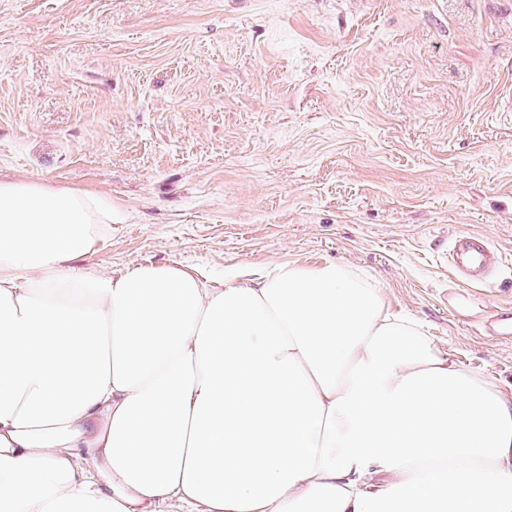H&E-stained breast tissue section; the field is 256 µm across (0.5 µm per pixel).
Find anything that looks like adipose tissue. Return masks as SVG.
I'll list each match as a JSON object with an SVG mask.
<instances>
[{"label": "adipose tissue", "mask_w": 512, "mask_h": 512, "mask_svg": "<svg viewBox=\"0 0 512 512\" xmlns=\"http://www.w3.org/2000/svg\"><path fill=\"white\" fill-rule=\"evenodd\" d=\"M119 219L0 181V512H512V384L334 264L83 265Z\"/></svg>", "instance_id": "adipose-tissue-1"}]
</instances>
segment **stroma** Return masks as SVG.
Returning a JSON list of instances; mask_svg holds the SVG:
<instances>
[{
    "label": "stroma",
    "mask_w": 512,
    "mask_h": 512,
    "mask_svg": "<svg viewBox=\"0 0 512 512\" xmlns=\"http://www.w3.org/2000/svg\"><path fill=\"white\" fill-rule=\"evenodd\" d=\"M0 179L110 198L86 264L336 263L512 383V0H0ZM451 264L469 283L487 281L494 272L499 256L488 240L480 234L462 232L452 240L449 250Z\"/></svg>",
    "instance_id": "1"
}]
</instances>
